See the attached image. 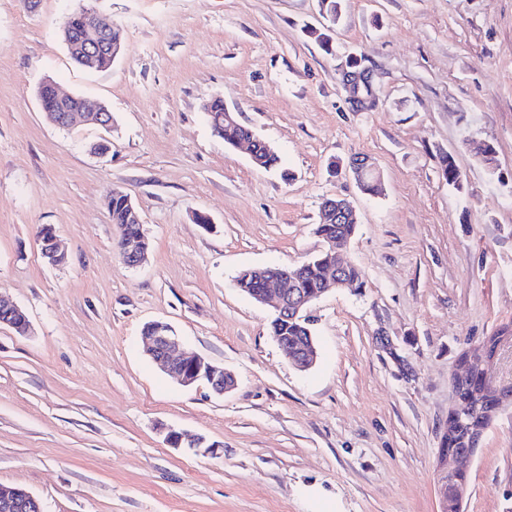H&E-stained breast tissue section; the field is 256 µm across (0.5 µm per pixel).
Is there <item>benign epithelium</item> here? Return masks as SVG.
I'll list each match as a JSON object with an SVG mask.
<instances>
[{"instance_id": "7a95c632", "label": "benign epithelium", "mask_w": 512, "mask_h": 512, "mask_svg": "<svg viewBox=\"0 0 512 512\" xmlns=\"http://www.w3.org/2000/svg\"><path fill=\"white\" fill-rule=\"evenodd\" d=\"M89 22L81 37L80 43L83 53L94 58L103 52H109L117 56L119 49L107 45V34L112 27V22L101 17L96 12L88 13ZM343 86L349 97L354 101L361 100L359 90L363 86H371V76L367 71L350 72L343 71ZM68 112L54 121L58 127L66 128L83 119L91 121L105 131L111 130L112 118L108 110L100 106L90 109L86 101L75 95L63 96ZM349 170L355 181L366 193L372 192L380 182V172L367 156H357L349 163ZM322 219L343 224L347 221L357 220V212L353 204L347 200H329L321 207ZM39 238L42 242L43 256L52 264H61L65 261V255L59 250L54 231L42 228ZM334 248L328 250L333 259L330 266L331 276L327 287L312 294H301L293 287L294 279L298 274L296 270L281 272L280 277L272 279V285L267 292L256 295V301L261 304H269L275 310V316L281 319L303 320L307 309L317 301L327 289L331 287L344 288L350 286L345 279L346 262L343 261L340 250L345 248L348 241L338 238L332 241ZM19 310L10 298L0 294V313L6 315V320H0V327H8L19 334H26L30 330V323L18 325L12 319L15 311ZM156 329L145 336L146 353L148 356L169 375L176 378L181 384L189 386L198 381L206 382L218 395L231 391L235 386L234 375L224 367L211 363L193 352L182 348L180 336L166 323L155 322ZM512 348V330L502 329L498 335L485 339L481 349L477 352L466 351L458 358L460 372L454 377L455 385L461 386L471 381L475 368L484 369L489 381L482 391L474 390L466 399L455 397L451 410L455 411V422L452 428L461 430L466 426V421L471 408L478 407L485 402V397H493L496 400V410L502 409L507 404H512V384L497 380L496 365L504 348ZM165 442L172 448L187 446L202 454H215L219 445L209 442L203 436L188 435L174 428L167 430ZM448 438L442 437L437 456L436 468L440 476L448 475V461L458 464L468 462L472 455H460L447 448ZM0 508L7 512H26L32 508L36 512H43L41 501L27 490L20 487H4L0 485Z\"/></svg>"}]
</instances>
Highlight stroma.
Wrapping results in <instances>:
<instances>
[{
	"mask_svg": "<svg viewBox=\"0 0 512 512\" xmlns=\"http://www.w3.org/2000/svg\"><path fill=\"white\" fill-rule=\"evenodd\" d=\"M82 8L123 32L107 70L61 40ZM323 23L320 0H0V293L31 324L0 328V483L44 512H440L457 359L512 329V0H343L327 48L311 34ZM352 58L372 74V110L342 87ZM47 79L106 106L111 132L49 123ZM217 97L278 170L213 133ZM358 155L379 193L348 174ZM115 188L149 241L136 268L116 250ZM336 196L359 212L345 258L363 285L308 309L318 356L302 371L235 278L324 251L315 226ZM46 225L61 265L42 255ZM155 321L234 389L163 373L142 339ZM169 428L220 449L170 447ZM466 472L463 512H512V408ZM248 134L249 136H247L246 139L243 140L240 145H246L251 160H254V157H256L257 161L252 163L256 167L264 169L266 171L275 169L278 166L279 162L278 155L275 152L267 151L262 145L255 155L252 147V144L256 143V140L254 138L255 136L252 131L248 132ZM349 170L362 191L366 193L375 191L380 182V172L370 157L357 156L352 158L349 163Z\"/></svg>",
	"mask_w": 512,
	"mask_h": 512,
	"instance_id": "stroma-1",
	"label": "stroma"
}]
</instances>
